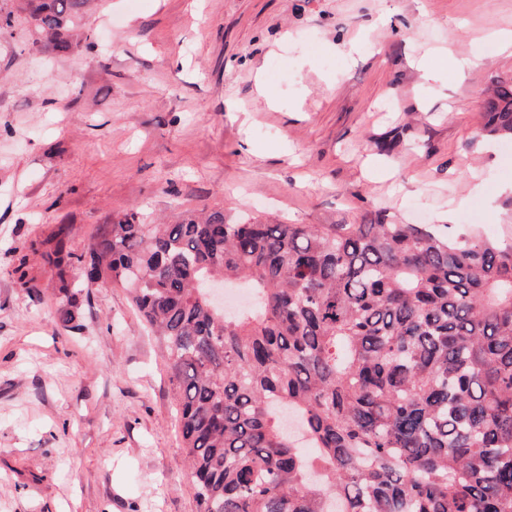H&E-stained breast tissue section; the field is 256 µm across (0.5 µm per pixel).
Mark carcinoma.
Listing matches in <instances>:
<instances>
[{"label": "carcinoma", "mask_w": 512, "mask_h": 512, "mask_svg": "<svg viewBox=\"0 0 512 512\" xmlns=\"http://www.w3.org/2000/svg\"><path fill=\"white\" fill-rule=\"evenodd\" d=\"M94 0H17L58 53ZM485 136L512 140V80ZM30 243L74 329V263L157 336L199 512H512V241L426 224H275L232 209ZM245 282L229 316L205 281Z\"/></svg>", "instance_id": "obj_1"}]
</instances>
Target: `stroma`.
<instances>
[{
	"instance_id": "obj_1",
	"label": "stroma",
	"mask_w": 512,
	"mask_h": 512,
	"mask_svg": "<svg viewBox=\"0 0 512 512\" xmlns=\"http://www.w3.org/2000/svg\"><path fill=\"white\" fill-rule=\"evenodd\" d=\"M80 29L64 54L0 32V512H198L127 289L75 276L65 328L31 242L65 224L78 253L132 208L228 206L512 237V141L480 135L512 0H97ZM443 51L479 63L436 90L417 63Z\"/></svg>"
}]
</instances>
